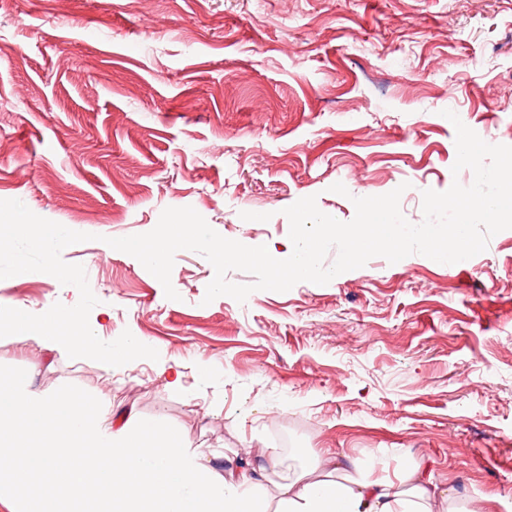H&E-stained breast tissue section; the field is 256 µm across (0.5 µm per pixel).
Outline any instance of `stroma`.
Segmentation results:
<instances>
[{
  "instance_id": "1",
  "label": "stroma",
  "mask_w": 512,
  "mask_h": 512,
  "mask_svg": "<svg viewBox=\"0 0 512 512\" xmlns=\"http://www.w3.org/2000/svg\"><path fill=\"white\" fill-rule=\"evenodd\" d=\"M446 109L512 145V0H0V199L91 234L62 257L98 299L93 332L160 355L111 370L2 337L0 374L104 393L189 433L219 473L278 449L273 499L312 455L371 456L380 477L428 465L450 512H512V229L460 272L377 256L242 303H204L214 269L197 252L176 253L172 301L106 243L189 206L278 249L297 200L347 222L353 198L398 187L420 223L424 190L474 180L451 171ZM78 299L44 273L0 280V306Z\"/></svg>"
}]
</instances>
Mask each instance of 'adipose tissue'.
<instances>
[{
	"label": "adipose tissue",
	"instance_id": "adipose-tissue-1",
	"mask_svg": "<svg viewBox=\"0 0 512 512\" xmlns=\"http://www.w3.org/2000/svg\"><path fill=\"white\" fill-rule=\"evenodd\" d=\"M31 433L17 444L15 422ZM321 474L282 487L269 504L263 467L216 473L203 449L151 419L113 414L105 395H45L0 375V512H57L60 501L111 503L114 512H435L447 488L414 463L393 481L372 478L373 461L343 474L335 458H315ZM47 485L38 502L23 485Z\"/></svg>",
	"mask_w": 512,
	"mask_h": 512
}]
</instances>
